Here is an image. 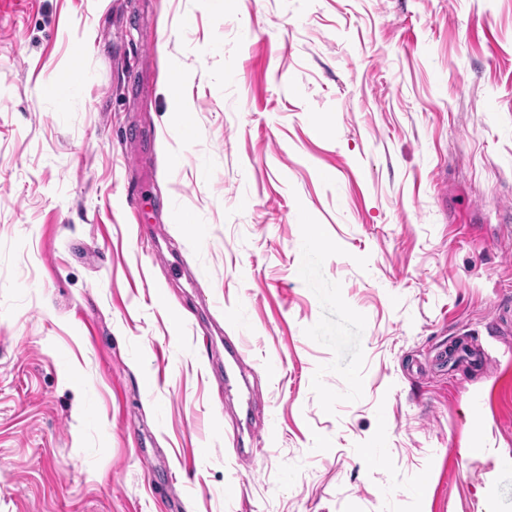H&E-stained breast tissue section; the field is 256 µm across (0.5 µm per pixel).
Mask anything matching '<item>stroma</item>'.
<instances>
[{
	"label": "stroma",
	"instance_id": "stroma-1",
	"mask_svg": "<svg viewBox=\"0 0 512 512\" xmlns=\"http://www.w3.org/2000/svg\"><path fill=\"white\" fill-rule=\"evenodd\" d=\"M1 102L0 512H512V0H0Z\"/></svg>",
	"mask_w": 512,
	"mask_h": 512
}]
</instances>
